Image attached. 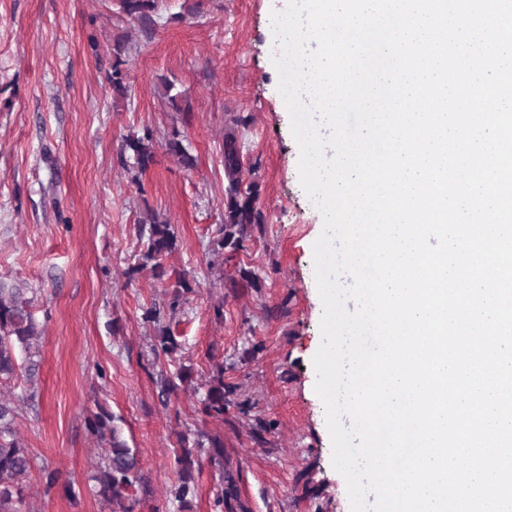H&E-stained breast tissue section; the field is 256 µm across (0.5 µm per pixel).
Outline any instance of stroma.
<instances>
[{
  "label": "stroma",
  "instance_id": "stroma-1",
  "mask_svg": "<svg viewBox=\"0 0 512 512\" xmlns=\"http://www.w3.org/2000/svg\"><path fill=\"white\" fill-rule=\"evenodd\" d=\"M286 5L158 0L156 24L144 32L121 0H0V278L28 284L46 327L35 387L19 378L0 388L18 404L32 457L24 512H111L94 489L103 448L85 423L99 410L140 460L133 512H181L169 488L183 433L223 436L250 512H351L315 391L323 307L313 246L322 226L300 185L278 91L282 48L271 15ZM119 35L129 39L124 100L108 80ZM165 79L183 91L190 124L162 98ZM146 127L160 141L180 131L195 168L161 152L132 182L122 140ZM229 127L242 182L257 184L266 222L219 258L210 248L223 222ZM150 211L174 225L180 247L169 263L193 287L169 317L181 345L171 359L155 355L143 318L170 299L168 282L136 268L138 223ZM243 268L258 275V288L234 287ZM215 362L237 387L223 420L202 418L194 391L162 396V379L180 366L202 384Z\"/></svg>",
  "mask_w": 512,
  "mask_h": 512
}]
</instances>
